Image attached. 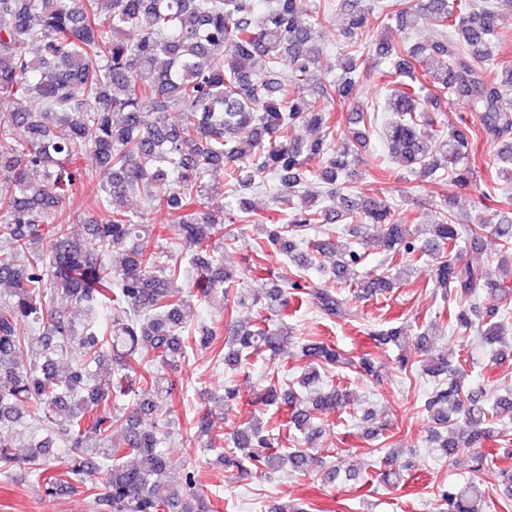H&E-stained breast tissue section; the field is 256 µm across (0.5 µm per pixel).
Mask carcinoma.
Segmentation results:
<instances>
[{"mask_svg": "<svg viewBox=\"0 0 512 512\" xmlns=\"http://www.w3.org/2000/svg\"><path fill=\"white\" fill-rule=\"evenodd\" d=\"M345 16L343 75L325 82L317 75L322 47L336 42L327 24L331 8L301 11L296 0H0V176L13 191L0 196V472L21 464L34 473L46 497L88 492L94 512H208L196 492V475L170 476L161 430L143 429L139 417L170 409L185 358L187 300L182 280L187 270L173 256L151 248L155 238L172 234L190 251L193 286L206 300L224 301L233 292L232 275L218 265L219 245L238 233L222 214L198 210L203 178L229 166L230 192L252 188L255 178L278 180L280 207L255 218L245 201L232 224H256L267 244L307 268L332 249L316 240L300 249L316 224L381 227L383 249L413 261L434 256L435 285L456 305V331L476 334L485 344L504 339L500 312L512 300V270L491 276L453 256L460 242L475 248L490 233L501 249L512 251V214L492 210L468 224L455 216L422 230L411 229L379 196L345 195L337 209L312 203L296 207L298 188L317 181L329 194L352 180L351 169L365 135L353 130L336 137L335 106L356 95L371 77L388 90L383 141L392 162L425 177L448 169V185L475 178L472 145L482 136L496 145L495 174L512 178V64L500 76H484L503 19L512 0H396L393 18L402 30L426 18L434 38L420 45L381 39L374 55L388 66H364L357 37L372 17H382L374 0H336ZM466 102L479 125L462 124L439 135L429 112L451 101ZM177 108V126L164 112ZM307 126L323 135L305 140ZM92 154L110 180L97 195L103 219L90 225L94 246L71 231L66 200L84 179L78 164ZM144 193L149 209L163 211L167 224H141L125 208L127 194ZM130 244L111 258L112 244ZM25 255L27 263H19ZM362 254L348 249L336 260V285H345ZM384 276L355 282L371 294L393 288ZM306 292L325 318L348 315L339 293L300 278L288 288L274 286L264 309L288 306L290 294ZM74 302L68 312L53 306L55 295ZM491 300L483 313L465 306L481 296ZM292 332L272 329L262 314L230 322L216 362L236 370L264 351L285 350ZM152 356L135 358L141 344ZM29 350V361L20 354ZM304 356L328 370L348 365L361 376H378L368 358L354 362L324 341L302 347ZM123 370L136 386L131 413L105 409L112 373ZM423 373L446 376L430 393L424 409L438 425L456 427L457 436L436 435L433 451L453 457L468 450L483 466L482 443L495 437V423L512 416V395L486 400L464 388L460 370L442 356L422 365ZM348 394L338 388L312 397L274 385L256 402L284 403L289 423L305 435L318 414L336 410ZM51 423L65 446L55 455L54 440L34 438ZM29 427L28 451L20 453L17 427ZM196 437L212 434L213 419L202 414L192 423ZM237 452L218 457L244 481L283 471L314 472L308 449L276 451L278 437L253 417L236 435ZM436 512H489L485 494L473 483L445 491Z\"/></svg>", "mask_w": 512, "mask_h": 512, "instance_id": "cac0c4a2", "label": "carcinoma"}]
</instances>
